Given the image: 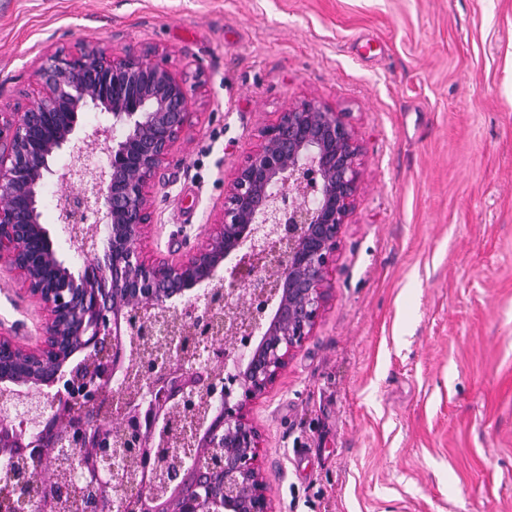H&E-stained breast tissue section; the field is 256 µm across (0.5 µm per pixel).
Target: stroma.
Segmentation results:
<instances>
[{
    "label": "stroma",
    "mask_w": 512,
    "mask_h": 512,
    "mask_svg": "<svg viewBox=\"0 0 512 512\" xmlns=\"http://www.w3.org/2000/svg\"><path fill=\"white\" fill-rule=\"evenodd\" d=\"M90 37L196 89L146 255L207 232L289 105L363 146L323 316L251 409L276 512H512V0H0V110ZM21 286L0 329L33 345Z\"/></svg>",
    "instance_id": "35a3bbf8"
}]
</instances>
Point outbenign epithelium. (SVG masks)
Masks as SVG:
<instances>
[{
	"label": "benign epithelium",
	"instance_id": "1",
	"mask_svg": "<svg viewBox=\"0 0 512 512\" xmlns=\"http://www.w3.org/2000/svg\"><path fill=\"white\" fill-rule=\"evenodd\" d=\"M36 76V103L0 112V264L45 312L35 347L0 333V356L31 363L0 373L11 512H275L250 410L325 310L358 194L347 114L288 106L234 167L205 241L148 259L149 188L195 88L155 54L112 58L98 37L46 56ZM85 107L111 124L78 146ZM49 176L64 189L60 231L84 257L76 274L41 224ZM199 332L211 340L193 349Z\"/></svg>",
	"mask_w": 512,
	"mask_h": 512
}]
</instances>
